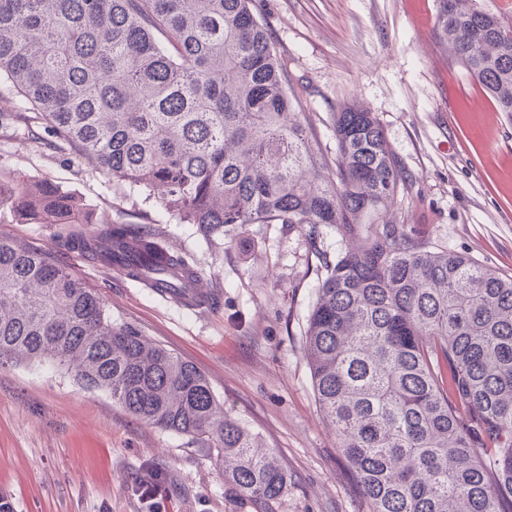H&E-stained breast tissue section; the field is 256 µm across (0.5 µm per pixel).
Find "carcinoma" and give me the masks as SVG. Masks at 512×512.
<instances>
[{"label": "carcinoma", "instance_id": "1", "mask_svg": "<svg viewBox=\"0 0 512 512\" xmlns=\"http://www.w3.org/2000/svg\"><path fill=\"white\" fill-rule=\"evenodd\" d=\"M440 37L512 116V22L438 0ZM10 113L210 236L247 224L330 227L304 354L318 404L369 512H512V277L430 250L383 221L402 174L374 113L341 106L336 181L292 111L251 0H0ZM60 249L178 292L198 276L143 224L91 220L39 181L0 182ZM52 361L135 419L217 451L224 481L274 512L288 471L224 413L190 362L112 324L49 252L0 234V359Z\"/></svg>", "mask_w": 512, "mask_h": 512}]
</instances>
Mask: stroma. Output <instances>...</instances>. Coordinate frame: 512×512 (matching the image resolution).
<instances>
[{"label":"stroma","mask_w":512,"mask_h":512,"mask_svg":"<svg viewBox=\"0 0 512 512\" xmlns=\"http://www.w3.org/2000/svg\"><path fill=\"white\" fill-rule=\"evenodd\" d=\"M280 56L293 106L336 175L333 114L346 102L374 112L403 184L387 212L429 247L468 255L512 276V117L450 52L437 0H253ZM47 180L91 220L144 224L193 261L213 305L181 309L141 283L63 255L117 325L192 363L225 413L288 471L277 512H368L324 421L304 358L320 252L296 224H250L214 238L181 224L129 183L75 157L51 134L34 140L0 118V178ZM58 225L0 206V233L54 249ZM159 500L135 495L136 479ZM0 499L13 512H254L224 481L214 449L136 420L111 396L49 362L0 363Z\"/></svg>","instance_id":"stroma-1"}]
</instances>
